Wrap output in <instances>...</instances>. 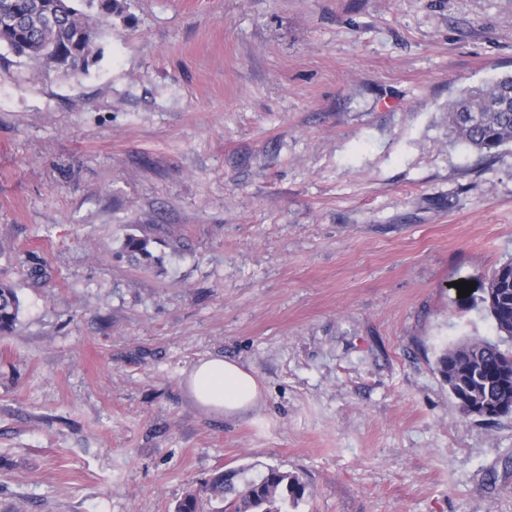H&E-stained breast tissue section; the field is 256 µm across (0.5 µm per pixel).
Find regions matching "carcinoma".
<instances>
[{
  "label": "carcinoma",
  "mask_w": 512,
  "mask_h": 512,
  "mask_svg": "<svg viewBox=\"0 0 512 512\" xmlns=\"http://www.w3.org/2000/svg\"><path fill=\"white\" fill-rule=\"evenodd\" d=\"M126 0H0V60L18 59L57 65L79 74L86 71L96 30L121 16ZM448 129L456 141L480 151L512 143V75L470 87L448 103ZM150 241L130 235L126 248L136 261L149 260ZM485 309L501 338L512 341V260L501 264L488 283ZM20 299L0 281V335L17 325ZM437 369L448 392L466 416L487 412L494 420L512 414V352L489 340H463L444 349ZM239 470L218 471L204 486L215 512H290L308 496L297 474L268 468L244 480ZM202 498L188 492L175 512H201Z\"/></svg>",
  "instance_id": "carcinoma-1"
}]
</instances>
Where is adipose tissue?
Instances as JSON below:
<instances>
[{"label": "adipose tissue", "instance_id": "adipose-tissue-1", "mask_svg": "<svg viewBox=\"0 0 512 512\" xmlns=\"http://www.w3.org/2000/svg\"><path fill=\"white\" fill-rule=\"evenodd\" d=\"M183 384L197 407L218 416L248 413L258 408L262 400L256 376L219 355L197 360L185 371Z\"/></svg>", "mask_w": 512, "mask_h": 512}]
</instances>
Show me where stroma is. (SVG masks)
<instances>
[{
    "label": "stroma",
    "instance_id": "1",
    "mask_svg": "<svg viewBox=\"0 0 512 512\" xmlns=\"http://www.w3.org/2000/svg\"><path fill=\"white\" fill-rule=\"evenodd\" d=\"M127 3L83 74L0 62V512H174L269 467L297 512H512V415L435 365L497 337L512 144L452 143L448 103L512 74V0ZM209 355L257 410L192 402ZM20 299L16 290L0 281V335L11 334L18 322ZM182 383L197 407L224 418L255 410L262 400L256 376L219 355L197 360L184 372Z\"/></svg>",
    "mask_w": 512,
    "mask_h": 512
}]
</instances>
